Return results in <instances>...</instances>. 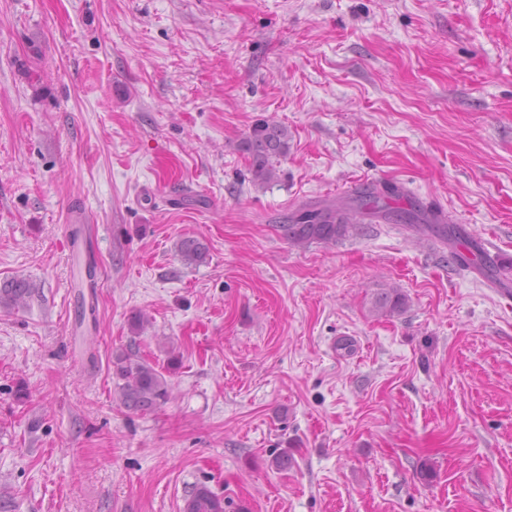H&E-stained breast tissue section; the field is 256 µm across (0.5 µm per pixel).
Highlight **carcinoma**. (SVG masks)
Returning <instances> with one entry per match:
<instances>
[{"label": "carcinoma", "instance_id": "carcinoma-1", "mask_svg": "<svg viewBox=\"0 0 512 512\" xmlns=\"http://www.w3.org/2000/svg\"><path fill=\"white\" fill-rule=\"evenodd\" d=\"M243 150L251 158L254 182L259 185L268 183L276 175V164L288 155V128L274 121L261 120L245 137ZM393 198H402L395 186L357 188L335 203L306 204L296 208L278 228L296 246L336 242L349 237L357 230V225L350 223V217L357 215L371 221L384 218L404 224L419 237L435 234L450 242L457 237L456 226L436 223V218L410 201L405 207H392L389 200ZM177 251L185 265L197 266L206 261L209 248L198 238L185 237L178 242ZM30 293L26 281H8L0 286V305H24ZM405 306L406 297L401 289L388 285L377 294L373 313L378 317L392 316L402 312ZM112 371L119 380V398L126 409L150 413L169 401L171 386L165 375L132 352H113ZM183 512H224V497L205 483L196 484L184 500Z\"/></svg>", "mask_w": 512, "mask_h": 512}]
</instances>
